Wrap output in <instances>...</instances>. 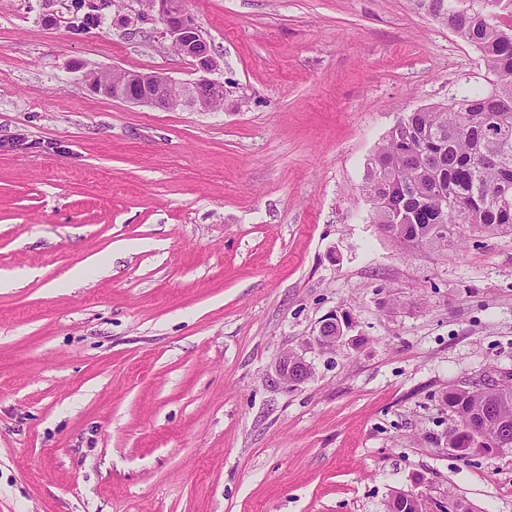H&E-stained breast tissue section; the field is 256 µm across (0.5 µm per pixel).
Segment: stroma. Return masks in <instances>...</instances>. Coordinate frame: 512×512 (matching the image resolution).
<instances>
[{"mask_svg":"<svg viewBox=\"0 0 512 512\" xmlns=\"http://www.w3.org/2000/svg\"><path fill=\"white\" fill-rule=\"evenodd\" d=\"M74 2L0 0V512H512V448L461 457L444 403L512 370V235L401 248L361 191L403 115L489 90L479 52L410 0H184L227 98L161 110L86 75L190 59ZM340 325H343V321L336 314L326 316L321 320L316 332L306 341L309 349L316 348L320 352L335 350L336 336L340 337L338 342L343 338ZM312 366L302 353L283 351L276 362L274 381L285 387H297L309 380Z\"/></svg>","mask_w":512,"mask_h":512,"instance_id":"stroma-1","label":"stroma"}]
</instances>
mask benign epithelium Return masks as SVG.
I'll return each instance as SVG.
<instances>
[{"mask_svg": "<svg viewBox=\"0 0 512 512\" xmlns=\"http://www.w3.org/2000/svg\"><path fill=\"white\" fill-rule=\"evenodd\" d=\"M140 6L142 15L153 16L162 23L165 37L177 52L191 59L196 70L205 73L204 77L190 84L194 91L193 98L175 96L172 89L177 83L163 73L119 68L94 73L90 79L93 90L114 100L165 110L189 105L200 111L224 109V84L208 77V74L217 69V61L201 30L183 8V0H142ZM306 344L321 352L335 350L336 315L330 314L321 320L318 329ZM311 374L312 366L303 354L286 350L277 359L274 381L285 387H297L308 381Z\"/></svg>", "mask_w": 512, "mask_h": 512, "instance_id": "benign-epithelium-1", "label": "benign epithelium"}]
</instances>
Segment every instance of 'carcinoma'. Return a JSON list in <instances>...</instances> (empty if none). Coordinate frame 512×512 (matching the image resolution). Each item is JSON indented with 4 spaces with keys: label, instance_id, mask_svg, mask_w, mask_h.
I'll list each match as a JSON object with an SVG mask.
<instances>
[{
    "label": "carcinoma",
    "instance_id": "carcinoma-1",
    "mask_svg": "<svg viewBox=\"0 0 512 512\" xmlns=\"http://www.w3.org/2000/svg\"><path fill=\"white\" fill-rule=\"evenodd\" d=\"M413 2L481 53L491 89L402 116L367 164L362 191L395 243L448 252L471 234H512V24L488 10L491 0H470L465 15L454 14V0ZM499 387L448 388L462 426L450 444L461 454L512 444L511 371Z\"/></svg>",
    "mask_w": 512,
    "mask_h": 512
}]
</instances>
